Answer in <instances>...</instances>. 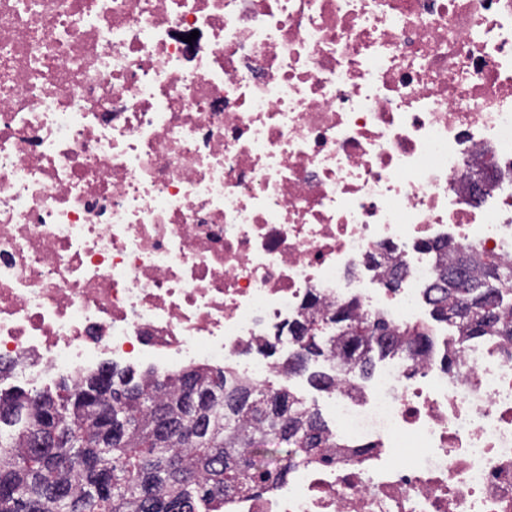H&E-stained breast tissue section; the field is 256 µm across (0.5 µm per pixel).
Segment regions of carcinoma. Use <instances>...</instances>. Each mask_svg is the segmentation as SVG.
<instances>
[{"label":"carcinoma","mask_w":512,"mask_h":512,"mask_svg":"<svg viewBox=\"0 0 512 512\" xmlns=\"http://www.w3.org/2000/svg\"><path fill=\"white\" fill-rule=\"evenodd\" d=\"M512 264L443 263L429 300L432 317L455 325L464 339L512 337V305L501 291ZM324 318L289 331L300 352L287 373L339 349L344 369L366 377L374 355L387 356L393 333L351 307L329 318L339 326L322 339ZM410 347L428 350V328H412ZM112 384V438L102 435L104 412L87 401ZM0 512H201L216 493L243 483L244 467L267 447L300 460L325 440L326 429L291 393L271 385L224 390V371L190 367L173 379L143 383L131 371L105 369L57 393L0 392Z\"/></svg>","instance_id":"cac0c4a2"}]
</instances>
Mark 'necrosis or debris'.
I'll list each match as a JSON object with an SVG mask.
<instances>
[{"label":"necrosis or debris","instance_id":"obj_1","mask_svg":"<svg viewBox=\"0 0 512 512\" xmlns=\"http://www.w3.org/2000/svg\"><path fill=\"white\" fill-rule=\"evenodd\" d=\"M447 252L512 262V0H0L11 388L260 387L311 314L416 322ZM327 413L211 512H512V339L399 334Z\"/></svg>","mask_w":512,"mask_h":512}]
</instances>
